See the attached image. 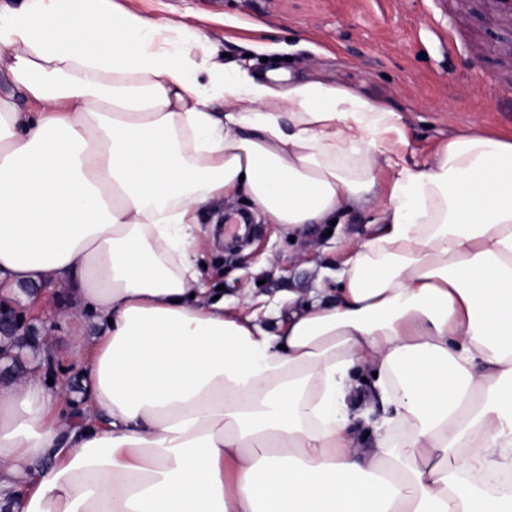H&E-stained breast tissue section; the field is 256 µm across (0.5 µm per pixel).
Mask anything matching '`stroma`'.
<instances>
[{
	"instance_id": "obj_1",
	"label": "stroma",
	"mask_w": 512,
	"mask_h": 512,
	"mask_svg": "<svg viewBox=\"0 0 512 512\" xmlns=\"http://www.w3.org/2000/svg\"><path fill=\"white\" fill-rule=\"evenodd\" d=\"M158 20H175L205 35L224 64L251 73L271 68L292 79L336 85L397 112L406 127L403 159L427 161L456 134L512 133V91L494 74L512 79V60L473 58L484 39L512 41V28L492 27L476 0H116ZM467 12L465 29L449 42L454 8ZM379 206L369 203L340 215L335 226H311L289 238L268 219L253 222L246 242L226 248L205 239L200 251L210 287H223L228 303L252 299L276 313L302 307L319 288L337 290L336 272L355 247L380 230ZM64 290L51 292L34 320L37 343L60 369L53 386L65 411L85 399L84 376L71 356L74 332L57 314Z\"/></svg>"
}]
</instances>
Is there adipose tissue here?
Segmentation results:
<instances>
[{"instance_id": "ef3b65f1", "label": "adipose tissue", "mask_w": 512, "mask_h": 512, "mask_svg": "<svg viewBox=\"0 0 512 512\" xmlns=\"http://www.w3.org/2000/svg\"><path fill=\"white\" fill-rule=\"evenodd\" d=\"M1 72L0 288L66 286L88 410L0 387L11 512H512V135L409 167L399 113L109 0L0 7ZM239 194L292 236L373 198L383 228L271 329L197 265Z\"/></svg>"}]
</instances>
